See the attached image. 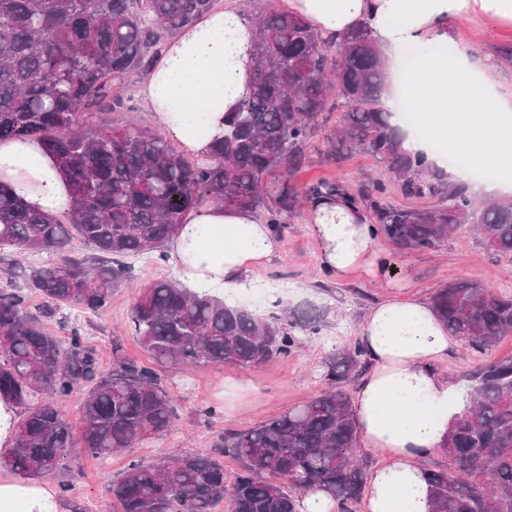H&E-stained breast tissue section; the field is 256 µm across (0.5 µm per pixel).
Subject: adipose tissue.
Wrapping results in <instances>:
<instances>
[{"mask_svg":"<svg viewBox=\"0 0 512 512\" xmlns=\"http://www.w3.org/2000/svg\"><path fill=\"white\" fill-rule=\"evenodd\" d=\"M290 9L324 37L337 39L368 23L387 55L384 104L400 126L404 145L428 154L451 182L477 199L512 196V103L489 81L492 59L471 61L464 52L402 67L398 52L422 41H448V23L479 13L496 26L512 25V0H289ZM251 32L239 10L228 6L168 43L151 69L143 96L167 135L201 156L224 129V115L249 93ZM421 108L419 130L407 128V104ZM0 180L29 205L58 215L71 196L54 160L38 140L0 145ZM307 229L320 245L323 272L342 279L367 269L395 287L394 255L377 246L368 215L343 203L308 207ZM274 237L255 212L212 202L186 211L169 252L199 291L234 302L250 286L246 269L265 265ZM370 372L354 407L359 438L390 458L365 485L367 512H430L424 459L439 452L450 424L467 408L466 396L436 363L453 337L424 298L393 295L375 305L357 333ZM0 512H59L45 483L21 486L0 480Z\"/></svg>","mask_w":512,"mask_h":512,"instance_id":"obj_1","label":"adipose tissue"}]
</instances>
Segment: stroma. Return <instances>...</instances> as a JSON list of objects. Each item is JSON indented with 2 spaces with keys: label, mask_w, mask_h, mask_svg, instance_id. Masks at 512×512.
<instances>
[{
  "label": "stroma",
  "mask_w": 512,
  "mask_h": 512,
  "mask_svg": "<svg viewBox=\"0 0 512 512\" xmlns=\"http://www.w3.org/2000/svg\"><path fill=\"white\" fill-rule=\"evenodd\" d=\"M449 27L450 41L441 45L427 42L415 45L406 50V57L427 56L444 49L451 53L464 50L480 59L493 58L495 67L489 74L490 80L500 95L512 100V63L499 59L497 53L500 46L512 44V26L491 30L481 16L474 15L464 21H450ZM144 82V75H132L124 91V106L107 115L113 127L161 133V126L145 105ZM341 110L339 100L334 98L319 117L304 149L305 163L295 176L296 182L338 180L356 189L382 180L389 186L387 203L399 207L421 206V199L405 196L392 174L372 156L355 152L338 164L326 158L325 142L335 129ZM55 260V255L46 252L25 253L17 249L0 252V289H25L29 312L40 316L44 329L52 335L64 336L70 325L80 327L101 369H112L121 360L152 365L153 360L131 323L137 288L124 285L113 288L110 303L95 313L70 304L53 314H43V298L29 288L24 271L48 266ZM397 263L410 273L414 295L425 298L461 279L494 291H512V264L490 257L468 228L437 243L435 248L398 255ZM244 277L253 288L239 298V305L263 314L271 310L270 297L275 294L281 305L319 310L325 316L320 335L296 355L259 368L210 363L159 368L161 384L177 409L172 431L164 437L143 440L137 447L104 460L74 450L47 478L51 489H58L63 483L74 487L71 499L60 500V512H121L120 503L112 498L109 489L130 460L151 465L169 457L211 450L224 434L255 427L316 396L327 386L324 372L331 358L354 344L359 325L370 309L387 295L386 289L360 269L343 280L325 276L320 269L319 247L302 222L289 225L276 237L271 260L245 271ZM509 354H512V336L503 337L495 348L482 354L459 339L447 357L439 361L438 368L456 382L478 365ZM215 403L222 405V413L206 416L205 407Z\"/></svg>",
  "instance_id": "35a3bbf8"
}]
</instances>
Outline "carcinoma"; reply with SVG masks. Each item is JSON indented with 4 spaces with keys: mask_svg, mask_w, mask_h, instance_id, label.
Masks as SVG:
<instances>
[{
    "mask_svg": "<svg viewBox=\"0 0 512 512\" xmlns=\"http://www.w3.org/2000/svg\"><path fill=\"white\" fill-rule=\"evenodd\" d=\"M214 7L215 0H0V143L38 139L72 195L62 220L29 207L0 182V249L64 253L59 263L27 275L47 314L70 303L104 308L112 288L137 279L128 258L156 252L164 259L182 214L209 201L264 211L278 236L302 217L304 203L343 195L402 253L431 249L469 224L493 259L512 262V199L477 204L424 154L403 147L382 102L383 53L366 22L333 40L298 14H260L250 94L224 114V136L199 159L157 134L116 129L106 120L88 135L61 134L87 115L123 106L113 88L150 70L165 36ZM333 93L344 111L328 138V158L340 163L354 151L367 153L398 177L405 195L437 205L392 206L381 180L356 191L336 181L294 182ZM75 240L106 255L99 269L65 254ZM432 304L450 335L480 354L512 335V293L463 280L437 290ZM323 318L287 307L256 315L166 280L142 287L131 314L158 365L244 368L294 355L304 338L320 334ZM365 363L357 343L338 352L321 394L225 436L206 454L156 465L129 461L112 496L123 512H213L224 497L230 512H299L300 494L319 489L336 512H355L366 477L354 454L358 434L346 386ZM81 383L87 390L79 444L93 457L106 459L174 426L175 406L154 368L123 361L101 370L80 328L52 336L28 312L26 294L0 290V397L25 409L0 466L23 479L55 472L74 447L61 402ZM466 390L471 407L444 448L455 467L426 470L433 512H512V356L466 375ZM40 394L53 401L32 405ZM217 453L241 462L229 488Z\"/></svg>",
    "mask_w": 512,
    "mask_h": 512,
    "instance_id": "carcinoma-1",
    "label": "carcinoma"
}]
</instances>
